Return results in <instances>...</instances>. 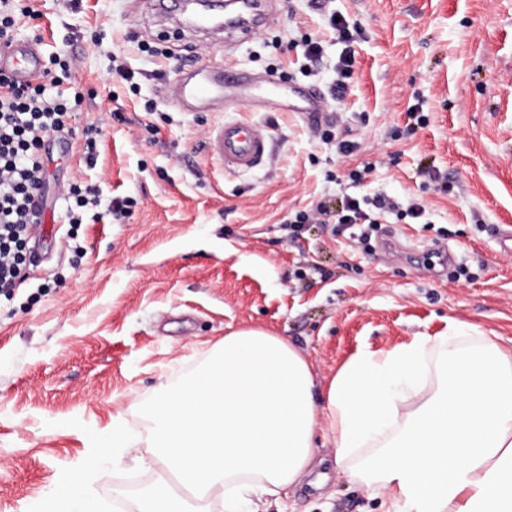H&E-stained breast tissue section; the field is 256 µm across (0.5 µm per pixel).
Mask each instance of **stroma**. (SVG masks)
I'll use <instances>...</instances> for the list:
<instances>
[{
	"label": "stroma",
	"mask_w": 512,
	"mask_h": 512,
	"mask_svg": "<svg viewBox=\"0 0 512 512\" xmlns=\"http://www.w3.org/2000/svg\"><path fill=\"white\" fill-rule=\"evenodd\" d=\"M275 20L230 42L181 28L152 0H33L39 22L20 19L17 41L77 60L64 94L95 91L77 131L103 128L95 167L81 140L54 150L39 241L28 279L0 302V512H33L90 454L105 455L93 488L111 506L130 481L150 485L142 405L196 371L225 335L259 328L284 337L309 361L319 386L363 349L386 351L460 326L468 340L512 347V0H268ZM359 24L363 40L343 97L331 90L341 47L331 12ZM321 39L317 74L303 73V36ZM124 57L137 91L113 77ZM288 73L293 90L325 99L342 137L337 157L297 112L229 117L262 126L272 151L250 171L221 174L204 141L219 117L172 103L167 90L199 65ZM153 114H146L145 105ZM419 111L425 126L411 128ZM366 169L360 183L348 180ZM80 177L102 190L96 221L64 223L59 187ZM386 196L421 203L424 223L380 218L379 237L412 250L444 249L430 273L364 250L359 227L286 220L317 202ZM133 213L113 223V198ZM122 420L138 448L112 445ZM322 464L308 482L271 498L268 512H384L337 466L330 435L317 434Z\"/></svg>",
	"instance_id": "obj_1"
}]
</instances>
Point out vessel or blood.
<instances>
[{"instance_id": "obj_1", "label": "vessel or blood", "mask_w": 512, "mask_h": 512, "mask_svg": "<svg viewBox=\"0 0 512 512\" xmlns=\"http://www.w3.org/2000/svg\"><path fill=\"white\" fill-rule=\"evenodd\" d=\"M262 0H237L236 14L225 19L228 35L244 38L254 34L255 21L261 18ZM10 67L21 81H36L42 75V53L38 44L17 42L0 48V67ZM282 81L272 77L252 83L247 76L216 65L192 78L176 82L177 98L193 103L201 111L225 101L227 90H235L241 100L261 112H285L289 105L281 92ZM205 149L220 172H245L264 163L269 139L260 127L240 120H225L210 132Z\"/></svg>"}]
</instances>
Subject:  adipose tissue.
Here are the masks:
<instances>
[{"mask_svg": "<svg viewBox=\"0 0 512 512\" xmlns=\"http://www.w3.org/2000/svg\"><path fill=\"white\" fill-rule=\"evenodd\" d=\"M439 342L448 368L435 388L418 384L430 339L417 336L352 356L321 403L308 361L284 338L226 334L198 373L142 407L156 478L135 512H212L219 493L225 512H258L310 474L321 427L340 464L379 440L356 476L387 490L386 512H512V349L489 340L464 352L452 333ZM95 470L88 459L46 512H89Z\"/></svg>", "mask_w": 512, "mask_h": 512, "instance_id": "ef3b65f1", "label": "adipose tissue"}]
</instances>
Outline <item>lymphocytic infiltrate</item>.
Returning a JSON list of instances; mask_svg holds the SVG:
<instances>
[{"mask_svg":"<svg viewBox=\"0 0 512 512\" xmlns=\"http://www.w3.org/2000/svg\"><path fill=\"white\" fill-rule=\"evenodd\" d=\"M328 25L342 47L334 88L341 95L346 92L347 81L354 72L362 31L344 17L329 18ZM50 62L41 82L23 83L0 70V297L7 299L25 281L26 245L33 224L38 223L46 206L49 144L53 138L71 136L72 114L85 101L78 91L70 96L50 93V86L60 85L63 74L72 69L70 58L61 53L51 56ZM62 194L69 203L66 218L71 224L85 223L100 204L99 186L80 180L63 185ZM393 211L399 218L417 219L425 209L414 203L400 211L385 197L350 196L337 212L320 205L313 212L295 214L288 228L295 231L300 225L313 222L363 224L373 233L378 229V216Z\"/></svg>","mask_w":512,"mask_h":512,"instance_id":"1","label":"lymphocytic infiltrate"}]
</instances>
